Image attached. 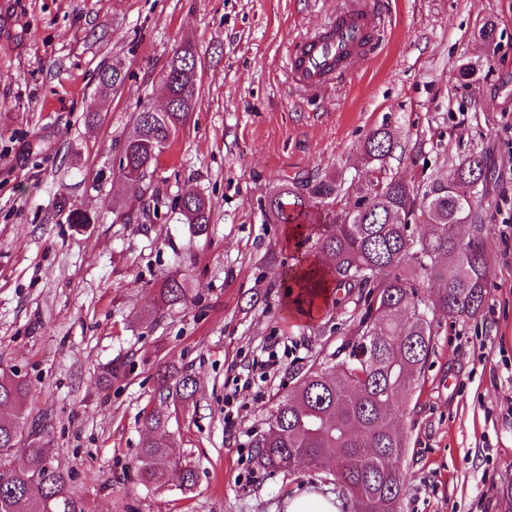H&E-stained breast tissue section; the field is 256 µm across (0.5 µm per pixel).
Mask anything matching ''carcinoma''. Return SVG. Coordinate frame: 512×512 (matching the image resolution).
I'll return each mask as SVG.
<instances>
[{"mask_svg": "<svg viewBox=\"0 0 512 512\" xmlns=\"http://www.w3.org/2000/svg\"><path fill=\"white\" fill-rule=\"evenodd\" d=\"M198 51L185 41L172 52L161 81L170 109L136 112L132 134L120 152V173L132 203L116 219L131 224L149 215L147 193L163 150L170 147L197 105ZM124 80L116 63L99 72L103 96ZM397 135L378 128L362 147L375 181L363 197L335 211L342 183L334 177L284 180L261 203L268 223L301 230L294 249L301 257L318 250L330 258L322 277L296 284L303 305L345 291L351 297L352 331L348 355L333 369L310 368L279 400L268 430L256 443L265 468L290 471L299 458L334 477L353 512H400L406 476L387 466L404 455L395 412L410 395L429 359L433 319L440 310L450 318L477 315L486 298L490 269L486 260L484 199L492 167L484 151L457 160L448 176L413 185L387 173L386 158L398 148ZM179 214L196 234L211 224V202L196 193L182 201ZM438 280L431 298L428 282ZM187 300L184 279L161 277L158 304L164 309ZM159 401H189L197 383L174 367L159 370ZM25 378L0 372V512H89L85 500L51 465V449L41 433L27 427ZM169 413L155 408L143 416L146 438L137 459L141 484L161 486L178 475L187 487L196 479L178 467L181 449L170 443ZM22 452L25 463L12 465Z\"/></svg>", "mask_w": 512, "mask_h": 512, "instance_id": "obj_1", "label": "carcinoma"}]
</instances>
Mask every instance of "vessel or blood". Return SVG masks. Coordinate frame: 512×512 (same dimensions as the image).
<instances>
[{"instance_id": "1", "label": "vessel or blood", "mask_w": 512, "mask_h": 512, "mask_svg": "<svg viewBox=\"0 0 512 512\" xmlns=\"http://www.w3.org/2000/svg\"><path fill=\"white\" fill-rule=\"evenodd\" d=\"M382 16L370 0H356L331 22L323 35L300 41L292 59L297 82L316 89L341 77L346 65L371 54L381 31Z\"/></svg>"}]
</instances>
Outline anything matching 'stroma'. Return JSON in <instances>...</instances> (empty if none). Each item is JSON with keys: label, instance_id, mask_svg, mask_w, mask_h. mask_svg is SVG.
Here are the masks:
<instances>
[{"label": "stroma", "instance_id": "stroma-1", "mask_svg": "<svg viewBox=\"0 0 512 512\" xmlns=\"http://www.w3.org/2000/svg\"><path fill=\"white\" fill-rule=\"evenodd\" d=\"M350 0H0V369L30 383L25 401L54 467L90 512H284L332 476L273 471L255 442L278 399L354 340L333 300L313 317L287 302L293 248L261 201L288 177L333 174L344 194L369 174L362 146L386 127L400 141L390 174L447 175L490 151L485 198L490 282L473 319L436 313L433 351L397 414L406 443L402 512H504L512 485V0H379L380 45L318 90L294 85V43ZM495 27V40L480 37ZM198 50V105L154 175L157 219L115 222L128 197L119 148L141 105L162 106L175 46ZM121 63L123 85L97 90ZM473 67L461 78L459 66ZM98 114L88 123L87 112ZM212 202L206 234L173 200ZM92 224H67L60 198ZM184 277L188 301L159 310L158 282ZM260 294L249 305L252 294ZM126 375L103 386L106 367ZM198 383L170 421L196 472L192 487L140 484L143 415L159 404L156 369ZM124 71L121 64H114L105 66L99 72L98 77V90L102 96H106L111 91L120 86L124 80Z\"/></svg>", "mask_w": 512, "mask_h": 512}]
</instances>
